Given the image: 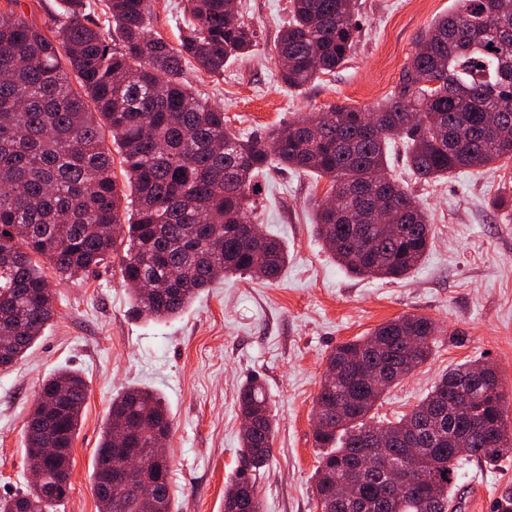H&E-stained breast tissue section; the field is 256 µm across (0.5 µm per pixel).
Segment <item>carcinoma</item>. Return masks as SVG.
<instances>
[{
    "instance_id": "1",
    "label": "carcinoma",
    "mask_w": 512,
    "mask_h": 512,
    "mask_svg": "<svg viewBox=\"0 0 512 512\" xmlns=\"http://www.w3.org/2000/svg\"><path fill=\"white\" fill-rule=\"evenodd\" d=\"M0 8V371L26 356L55 316L56 292L39 261L70 279L103 265L124 244L121 274L135 311L177 317L199 293L237 275L273 281L288 262L276 236L251 220L257 177L272 163L325 177L337 207L314 203L323 246L359 276L400 279L423 259L432 227L391 173L400 138L409 171L428 181L512 159V0H456L419 38L397 91L364 111L331 105L265 135L243 139L224 111L185 81L186 64L211 73L256 45V31L226 0H184L179 48L149 33L151 0H107L111 27L84 22V0H64L49 31L22 0ZM292 21L275 48L281 81L302 88L334 72L359 30L357 0H291ZM110 131L128 189L112 174ZM115 226L124 227L116 239ZM440 330L404 315L336 345L314 405L323 449L312 494L323 512H458L467 462L489 467L512 454L503 383L485 364L448 370L409 413L373 425L385 391L429 360ZM25 430V451L65 448L58 481L0 498V512H48L70 489L72 447L87 397L83 377L44 380ZM241 466L224 490V512H262L255 474L272 456L276 415L253 379L238 393ZM391 461L417 472L411 491L387 490L379 463L360 458L375 429ZM162 398L126 389L112 398L93 476L100 512H173L170 465L129 495L108 480L112 455L169 435Z\"/></svg>"
}]
</instances>
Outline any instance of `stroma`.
I'll return each instance as SVG.
<instances>
[{
    "label": "stroma",
    "instance_id": "35a3bbf8",
    "mask_svg": "<svg viewBox=\"0 0 512 512\" xmlns=\"http://www.w3.org/2000/svg\"><path fill=\"white\" fill-rule=\"evenodd\" d=\"M237 2L257 32L252 55L228 62L220 76L190 65L185 77L245 138L333 104L367 109L384 102L418 38L456 6V0H358L360 32L348 59L293 90L280 81L274 50L290 0ZM182 8L181 0H152L151 32L174 48ZM390 166L433 226L431 246L403 279L357 277L338 265L313 224V204L325 196L328 179L285 168L261 180L255 213L263 230L288 247V263L274 282L228 278L178 317L152 321L129 300L121 253L78 279L59 280L46 268L55 317L28 355L0 372V498L32 480L25 424L43 380L62 368L81 374L87 401L72 448L70 490L55 512H99L95 452L113 396L131 386L160 393L169 407L165 446L176 512H224V487L240 467L238 392L253 377L264 383L277 415L272 457L258 480L262 512H319L312 496L320 457L312 408L326 356L402 315L428 317L443 333L430 359L386 393L378 418L407 413L440 375L477 359L496 368L512 409V160L423 182L409 175L398 147ZM506 490H512V458L460 471L462 512H489Z\"/></svg>",
    "mask_w": 512,
    "mask_h": 512
}]
</instances>
